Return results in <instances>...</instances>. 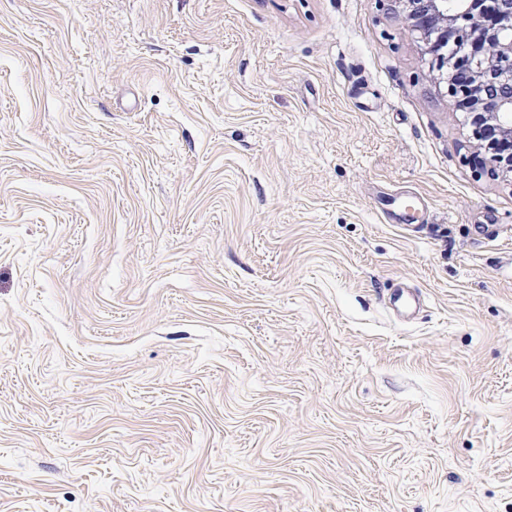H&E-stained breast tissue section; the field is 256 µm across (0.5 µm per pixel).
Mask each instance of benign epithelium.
<instances>
[{
	"label": "benign epithelium",
	"instance_id": "1",
	"mask_svg": "<svg viewBox=\"0 0 512 512\" xmlns=\"http://www.w3.org/2000/svg\"><path fill=\"white\" fill-rule=\"evenodd\" d=\"M409 29L425 45L429 68L440 73L448 97L473 114L475 147L491 154V163L512 172V154L484 143V129L512 142V0H397Z\"/></svg>",
	"mask_w": 512,
	"mask_h": 512
}]
</instances>
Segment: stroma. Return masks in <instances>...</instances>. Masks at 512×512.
<instances>
[{
    "label": "stroma",
    "mask_w": 512,
    "mask_h": 512,
    "mask_svg": "<svg viewBox=\"0 0 512 512\" xmlns=\"http://www.w3.org/2000/svg\"><path fill=\"white\" fill-rule=\"evenodd\" d=\"M470 134L398 0H0V512H512ZM421 302L422 293L418 289L395 288L389 300V309L397 316L399 312L407 313L413 310V314H416L421 309Z\"/></svg>",
    "instance_id": "obj_1"
}]
</instances>
